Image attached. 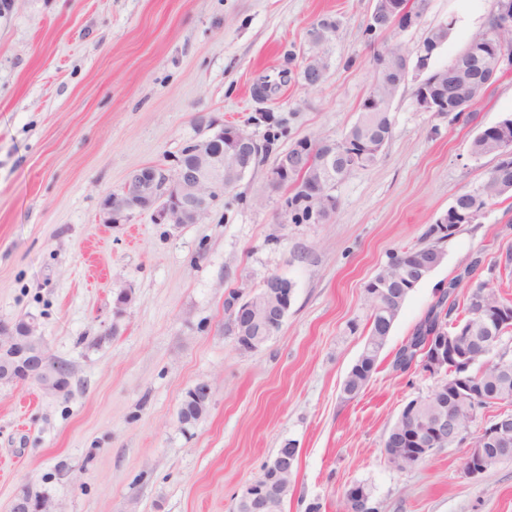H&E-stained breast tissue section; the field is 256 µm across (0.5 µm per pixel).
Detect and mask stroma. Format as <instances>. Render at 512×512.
Returning <instances> with one entry per match:
<instances>
[{
    "label": "stroma",
    "mask_w": 512,
    "mask_h": 512,
    "mask_svg": "<svg viewBox=\"0 0 512 512\" xmlns=\"http://www.w3.org/2000/svg\"><path fill=\"white\" fill-rule=\"evenodd\" d=\"M496 0H425L419 23L367 40L373 0H0V322L37 319L47 353L70 363L68 394L0 382V512L23 489L53 512H233L236 493L279 448L298 467L282 512H341L368 483L378 512H512V461L462 476L466 448L434 452L407 472L384 441L402 407L436 377L392 367L395 352L475 256L512 300V198L445 241L444 259L407 296L364 392L343 380L367 336L366 282L393 253L425 241L456 196L478 188L492 157L473 138L512 114V74L472 111H418L411 85L391 102L393 136L372 167L334 189L326 224L284 223L286 188L268 174L296 141L341 139L373 83L374 52L417 60L428 32L451 22L430 69L485 30ZM338 27L322 48L309 32ZM321 50L323 82L305 59ZM273 88L258 98V78ZM260 146L256 164L198 224L153 212L99 219L102 195L146 165L173 166L209 122ZM272 275L293 285L281 328L241 349L224 310ZM133 291L116 312L113 293ZM208 382L196 423L178 408Z\"/></svg>",
    "instance_id": "35a3bbf8"
}]
</instances>
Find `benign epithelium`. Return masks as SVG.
Segmentation results:
<instances>
[{"mask_svg":"<svg viewBox=\"0 0 512 512\" xmlns=\"http://www.w3.org/2000/svg\"><path fill=\"white\" fill-rule=\"evenodd\" d=\"M500 4V48L482 62V70L494 77L499 72L512 70V0H499ZM373 16L381 18L385 26L373 28L371 34L379 35L392 29L407 31L419 22V11L412 8L411 0H375ZM444 42L433 38L423 46L415 69H428L434 52ZM380 76L387 82L405 84L410 73V61L404 54L385 55L378 66ZM444 80L441 77L415 80L414 102L422 112L448 111V94L440 95ZM215 132L188 143L175 161L173 168L148 165L131 172L123 185L108 191L101 202V221L104 224H123L137 212L153 210L159 222L164 224H199L224 199V184H232L250 170L258 155V144L254 136L238 126L211 124ZM233 146L231 154H224V141ZM310 146L307 143L293 148L278 157L269 179L275 186L288 183V175L296 172L308 159ZM304 200L318 224H326L336 213V197H327V190L319 185L302 190ZM369 287L374 297L381 299V306L396 307L403 298V291L389 288V284L373 279ZM293 288L278 276L268 277L259 292L243 300L240 295L226 299V307L232 332L238 345L248 351L259 349L280 326L291 304ZM479 312L485 316L484 327L489 339L479 343L483 354L489 355L497 347L501 335L512 330V307L503 306L489 311L480 305ZM473 329H459L452 336H445L435 343L431 352L424 353L421 365L439 371L452 360L463 366L471 365L468 353L459 347L462 338L474 339ZM0 367L4 379L10 382L33 381L49 394H64L68 391L69 377L61 364L48 356L38 327L33 320H21L15 325L0 326ZM460 386L457 394H466L477 404L483 400L480 392L473 389L470 375H458ZM212 398L211 386L199 382L189 389L182 400L179 412L187 413L195 408H207ZM414 424L423 428V438H414L416 446L399 450L388 461H396L411 455L427 458L439 448H445L465 439L457 415L448 400V391L438 390V401L432 410H424L422 402L406 405L401 411ZM512 454V413L500 411L481 430L478 442L467 448L462 475L467 480H476L486 472L485 449ZM297 451L288 448L262 467L261 475L242 487L237 495L239 512H278L283 494L287 491L295 466ZM366 495L352 484L343 494L342 512H364L362 503ZM11 512H52L49 499L42 497L32 502L17 494Z\"/></svg>","mask_w":512,"mask_h":512,"instance_id":"obj_1","label":"benign epithelium"}]
</instances>
